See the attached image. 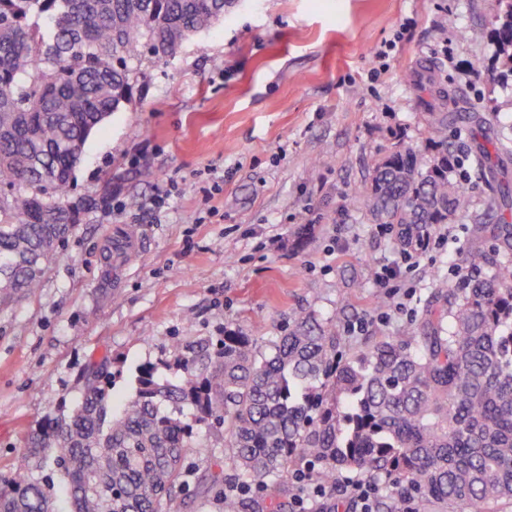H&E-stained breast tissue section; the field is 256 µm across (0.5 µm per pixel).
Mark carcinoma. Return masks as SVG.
I'll return each mask as SVG.
<instances>
[{"mask_svg": "<svg viewBox=\"0 0 512 512\" xmlns=\"http://www.w3.org/2000/svg\"><path fill=\"white\" fill-rule=\"evenodd\" d=\"M492 75L512 81V0H495ZM235 0H0V306L40 284L79 204L70 197L87 137L128 99L146 61L166 63L192 36L224 21ZM459 112L427 113L429 156L402 142L371 166L359 201L371 219L416 250L439 224L469 220L462 274L432 289L409 333L382 334L339 354L327 322L300 316L259 346L224 332L215 353L200 345L172 383L144 365L133 394L108 416L111 361L83 375L81 401L28 436L23 480L0 485V512H55L56 473L69 512H161L188 485L189 453L203 426L223 440L232 484L270 500L308 465L326 489L342 476L381 486L379 512H512V189L500 175L512 136L453 91ZM461 120L476 137L448 143ZM468 160L495 185L475 209L458 178ZM488 213L501 223L487 224ZM191 410L186 416L184 410ZM218 473L196 485L197 509L220 497Z\"/></svg>", "mask_w": 512, "mask_h": 512, "instance_id": "1", "label": "carcinoma"}]
</instances>
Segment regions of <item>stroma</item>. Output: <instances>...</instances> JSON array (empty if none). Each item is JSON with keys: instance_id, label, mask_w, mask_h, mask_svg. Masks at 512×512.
<instances>
[{"instance_id": "1", "label": "stroma", "mask_w": 512, "mask_h": 512, "mask_svg": "<svg viewBox=\"0 0 512 512\" xmlns=\"http://www.w3.org/2000/svg\"><path fill=\"white\" fill-rule=\"evenodd\" d=\"M493 6L238 0L148 67L84 146L79 224L39 288L0 312V476L28 434L76 406L102 357L119 401L143 363L178 381L181 360L228 329L262 345L310 314L333 321L345 353L407 331L436 281L457 280L467 224L407 261L355 193L396 141L425 147L430 106L453 111L426 82L512 126V85L490 72ZM119 226L136 238L124 254ZM384 265L399 267L400 293L377 282Z\"/></svg>"}]
</instances>
